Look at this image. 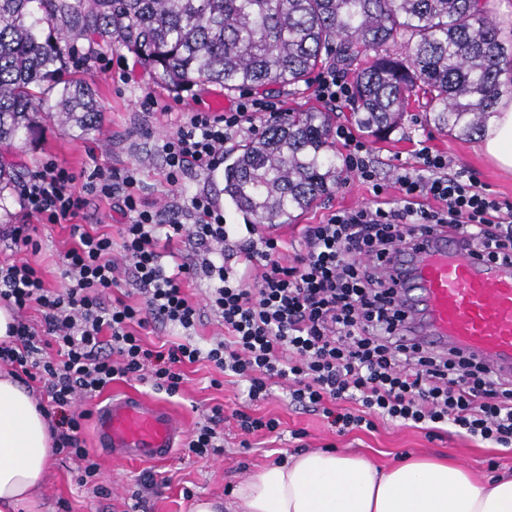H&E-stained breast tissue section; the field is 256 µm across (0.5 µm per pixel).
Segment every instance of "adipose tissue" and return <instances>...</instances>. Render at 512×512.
<instances>
[{
	"mask_svg": "<svg viewBox=\"0 0 512 512\" xmlns=\"http://www.w3.org/2000/svg\"><path fill=\"white\" fill-rule=\"evenodd\" d=\"M478 145L512 171V104ZM54 457L47 417L13 376L0 374V512H35ZM193 512H512V476L480 482L462 465L428 457L380 469L353 454L310 450L249 476L229 500Z\"/></svg>",
	"mask_w": 512,
	"mask_h": 512,
	"instance_id": "ef3b65f1",
	"label": "adipose tissue"
}]
</instances>
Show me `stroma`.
I'll list each match as a JSON object with an SVG mask.
<instances>
[{"label": "stroma", "mask_w": 512, "mask_h": 512, "mask_svg": "<svg viewBox=\"0 0 512 512\" xmlns=\"http://www.w3.org/2000/svg\"><path fill=\"white\" fill-rule=\"evenodd\" d=\"M97 55L99 61L95 67L74 68L70 75L85 80L94 89L103 115L98 128L82 130L54 118L41 120L32 135L10 149L9 160L18 163L24 177L47 157L77 173L94 163L120 171L132 168L137 172L142 196L159 205L178 200L183 194L207 193L216 207L222 208L226 223L233 226L225 255L231 263L241 262L246 230L242 215L224 204L220 193L222 169L205 173L188 171L184 177L185 188L178 191L166 182L160 151L162 139L174 131L182 112L210 107L217 98L225 105H232L235 94L207 83L173 91L140 58L116 43L101 46ZM146 92L169 104L170 112L144 111L140 101ZM366 143L371 160L386 181H393L398 166L413 163L416 149L425 144L447 154L452 170L474 175L500 201L512 204V172L493 164L479 149L477 139L451 136L427 124L420 103L411 104L400 129L388 139L370 137ZM372 200L368 185L351 176L332 194L314 202L294 222L263 224L259 230L278 236L291 256L302 246L305 225L320 223L336 209L355 208ZM34 237L40 248L24 252V259L41 273L49 286L63 287L61 255L72 243L68 225L39 227ZM183 373L185 384L175 397L125 378L113 381L106 392L134 393L158 402L179 417L189 431L210 415L212 407H223L222 454L198 457L177 449L159 463L120 460L96 447L93 428L88 425L83 439L100 465L98 485H79L77 461L56 455L41 491L39 512H124L131 494L143 491L140 479L146 472L152 473L160 484L158 491H145L150 512H191L193 498H224L228 490L253 472L277 463L279 458L288 459L307 450L329 447L341 453L361 454L383 467L408 456H448L483 480L512 473V454L452 431L430 438L422 430L380 420L372 430L340 435L318 413L291 404L282 384H273L267 399L250 403L246 400L245 382L237 378H225L222 387H212L209 380L215 377L216 371L207 362L184 365ZM241 408L256 416L276 418L280 426L273 433L261 432L243 438L233 417L234 411ZM244 439L249 440V447H241Z\"/></svg>", "instance_id": "35a3bbf8"}]
</instances>
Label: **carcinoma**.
Returning <instances> with one entry per match:
<instances>
[{"mask_svg": "<svg viewBox=\"0 0 512 512\" xmlns=\"http://www.w3.org/2000/svg\"><path fill=\"white\" fill-rule=\"evenodd\" d=\"M112 37L175 91L297 84L328 59L353 71L355 121L379 139L420 99L435 127L477 136L512 93V41L489 0H0V146L52 117L55 94L67 119L97 127L63 44L93 53ZM224 162V201L254 224L289 223L348 177L321 111L288 113ZM16 183L0 162V200Z\"/></svg>", "mask_w": 512, "mask_h": 512, "instance_id": "obj_1", "label": "carcinoma"}]
</instances>
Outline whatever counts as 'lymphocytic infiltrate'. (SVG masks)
<instances>
[{
	"label": "lymphocytic infiltrate",
	"instance_id": "1",
	"mask_svg": "<svg viewBox=\"0 0 512 512\" xmlns=\"http://www.w3.org/2000/svg\"><path fill=\"white\" fill-rule=\"evenodd\" d=\"M259 115L269 123L284 118L282 100L243 92L223 113H186L161 146L167 183L176 187L188 171L212 170L225 142L256 133ZM334 136L348 171L370 185L374 202L307 225L302 249L288 261L280 239L247 225L240 270L224 261L231 227L208 195L161 210L141 197L135 170L97 165L77 174L52 160L26 180L22 206L32 221L10 225L0 237L34 248L36 224L66 223L75 245L62 257V288L46 287L26 261L0 266V305L17 313L35 306L42 315L41 327L21 319L10 326L0 364L42 384L58 452L82 463L79 483L97 480L100 466L81 437L91 412L78 402L127 376L177 395L183 365L201 360L219 372L211 386H221L225 375L244 378L252 401L268 397L270 380L286 381L292 403L321 412L340 434L385 419L431 437L450 429L512 453V378L491 375L458 349L434 354L405 344L393 284L382 271L394 247L435 229L465 235L477 257H512V205L472 176L449 173L447 155L426 145L398 172L397 198L385 201L387 186L365 142L346 125ZM93 197L122 213L118 236L80 224ZM180 239L196 245L195 261L176 259L172 244ZM124 273L142 303L114 295ZM197 278L210 284L201 304L184 291ZM206 310L225 331L207 347L187 340L154 350L141 337L153 323L191 331ZM184 449L199 457L223 453L222 409H213Z\"/></svg>",
	"mask_w": 512,
	"mask_h": 512
}]
</instances>
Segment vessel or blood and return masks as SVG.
<instances>
[{
  "label": "vessel or blood",
  "mask_w": 512,
  "mask_h": 512,
  "mask_svg": "<svg viewBox=\"0 0 512 512\" xmlns=\"http://www.w3.org/2000/svg\"><path fill=\"white\" fill-rule=\"evenodd\" d=\"M384 267L406 343L434 353L462 349L512 376V262L485 261L460 237L432 233L394 250ZM95 430L100 448L129 461H163L184 436L169 410L135 394L98 407Z\"/></svg>",
  "instance_id": "b4317fda"
}]
</instances>
